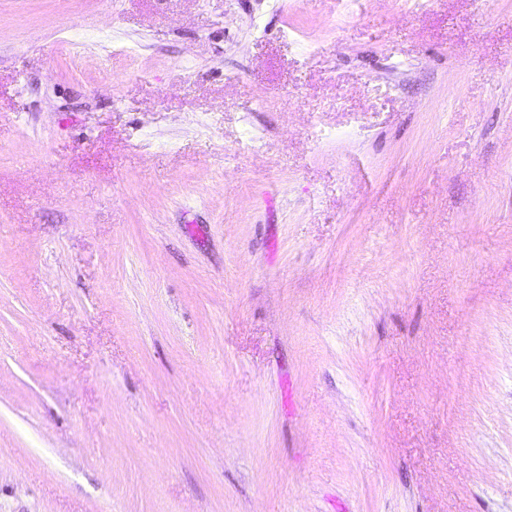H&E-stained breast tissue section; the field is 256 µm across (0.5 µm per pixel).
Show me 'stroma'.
I'll use <instances>...</instances> for the list:
<instances>
[{"mask_svg": "<svg viewBox=\"0 0 512 512\" xmlns=\"http://www.w3.org/2000/svg\"><path fill=\"white\" fill-rule=\"evenodd\" d=\"M0 512H512V0H0Z\"/></svg>", "mask_w": 512, "mask_h": 512, "instance_id": "obj_1", "label": "stroma"}]
</instances>
